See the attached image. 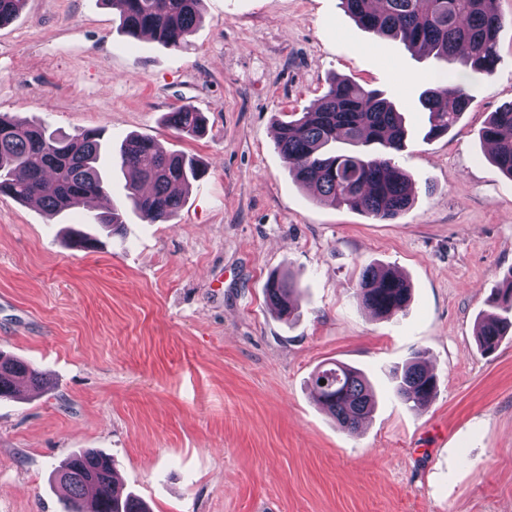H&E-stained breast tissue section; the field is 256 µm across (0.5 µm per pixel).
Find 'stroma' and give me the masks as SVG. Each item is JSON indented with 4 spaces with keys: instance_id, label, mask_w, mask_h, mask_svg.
Segmentation results:
<instances>
[{
    "instance_id": "35a3bbf8",
    "label": "stroma",
    "mask_w": 512,
    "mask_h": 512,
    "mask_svg": "<svg viewBox=\"0 0 512 512\" xmlns=\"http://www.w3.org/2000/svg\"><path fill=\"white\" fill-rule=\"evenodd\" d=\"M494 74L381 40L340 0H204L183 50L130 49L101 0H26L0 27V113L113 147L142 134L207 170L178 215L122 233L78 206L51 216L0 197V353L44 374L0 399V512H65L54 470L70 455L114 459L125 492L152 512H512V335L491 355L475 336L512 269V178L480 132L512 102V0ZM383 93L403 113L396 163L414 204L392 222L316 201L289 175L276 123L307 111L331 77ZM472 103L427 137L429 80ZM191 106L185 136L167 112ZM100 241L73 249L69 229ZM375 263L406 275L409 307L384 319L353 285ZM300 288L291 321L265 300L271 273ZM438 380L424 409L395 394L415 352ZM338 361L377 394L358 433L311 398L310 374ZM165 122L180 133L196 136L202 132L203 116L190 106H183L168 112Z\"/></svg>"
}]
</instances>
